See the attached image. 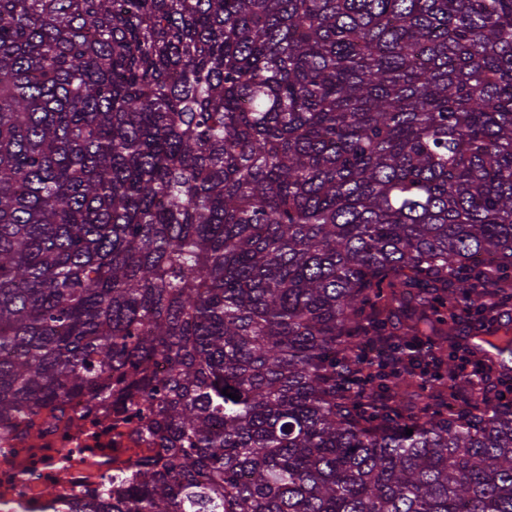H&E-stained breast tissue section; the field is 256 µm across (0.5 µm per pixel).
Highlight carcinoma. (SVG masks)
Listing matches in <instances>:
<instances>
[{"label": "carcinoma", "instance_id": "cac0c4a2", "mask_svg": "<svg viewBox=\"0 0 512 512\" xmlns=\"http://www.w3.org/2000/svg\"><path fill=\"white\" fill-rule=\"evenodd\" d=\"M509 306L512 0H0V416L159 445L77 512H512Z\"/></svg>", "mask_w": 512, "mask_h": 512}]
</instances>
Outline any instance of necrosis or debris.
<instances>
[{"mask_svg":"<svg viewBox=\"0 0 512 512\" xmlns=\"http://www.w3.org/2000/svg\"><path fill=\"white\" fill-rule=\"evenodd\" d=\"M86 404L72 397L30 419L0 417V512H71L155 455L137 421L89 415Z\"/></svg>","mask_w":512,"mask_h":512,"instance_id":"necrosis-or-debris-1","label":"necrosis or debris"}]
</instances>
